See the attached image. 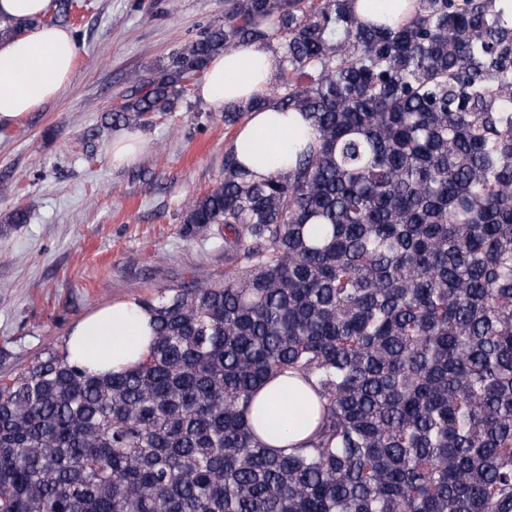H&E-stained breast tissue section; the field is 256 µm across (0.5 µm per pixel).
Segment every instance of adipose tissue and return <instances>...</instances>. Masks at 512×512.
<instances>
[{
  "mask_svg": "<svg viewBox=\"0 0 512 512\" xmlns=\"http://www.w3.org/2000/svg\"><path fill=\"white\" fill-rule=\"evenodd\" d=\"M51 0H0V17L22 24L20 35L0 40V128L12 127L40 110L60 93L78 55L72 31L43 23ZM275 75L270 51L242 46L224 52L209 65L198 96L217 107L249 102ZM313 130L304 116L267 105L249 113L238 134L248 150L241 162L259 176L287 170L291 149ZM153 315L134 301H121L97 310L76 323L68 348L73 363L105 375L129 368L149 349ZM313 392L300 380L290 386L275 381L255 399L252 409L262 415L255 426L274 448L307 440L319 419L310 410Z\"/></svg>",
  "mask_w": 512,
  "mask_h": 512,
  "instance_id": "1",
  "label": "adipose tissue"
}]
</instances>
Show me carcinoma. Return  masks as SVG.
Segmentation results:
<instances>
[{
  "instance_id": "cac0c4a2",
  "label": "carcinoma",
  "mask_w": 512,
  "mask_h": 512,
  "mask_svg": "<svg viewBox=\"0 0 512 512\" xmlns=\"http://www.w3.org/2000/svg\"><path fill=\"white\" fill-rule=\"evenodd\" d=\"M224 0V20L134 76L139 129L215 56L273 51V103L315 136L286 172L184 204L224 230L222 282L141 300L147 354L100 376L47 348L0 381V512H512V22L495 0ZM295 377L320 422L289 453L249 422ZM413 2L414 0H355V10L368 17L393 15L396 20H404L410 13L408 5Z\"/></svg>"
}]
</instances>
